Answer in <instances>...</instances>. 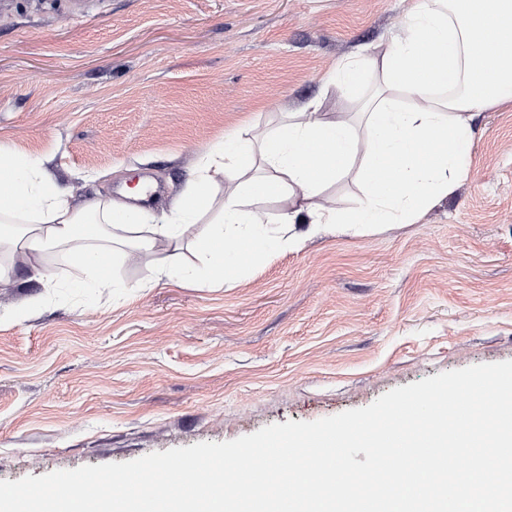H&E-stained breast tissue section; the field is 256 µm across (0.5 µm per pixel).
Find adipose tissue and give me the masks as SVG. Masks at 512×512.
<instances>
[{"label": "adipose tissue", "instance_id": "adipose-tissue-1", "mask_svg": "<svg viewBox=\"0 0 512 512\" xmlns=\"http://www.w3.org/2000/svg\"><path fill=\"white\" fill-rule=\"evenodd\" d=\"M366 60L374 84L356 108L359 123L325 119L314 100L270 133L219 139L166 207L98 200L78 211L42 160L1 152L0 250L21 254L38 275L44 259L62 254L109 288L116 241L156 254L157 279L179 283L191 271L174 258L188 248L211 279L225 283L242 271L243 246L256 258L296 246L327 224L418 221L465 177L461 158L475 117L512 88V0H416L396 37L355 53L329 83H359ZM352 171L363 184L354 208L320 201ZM271 199L285 204L278 223L304 225L303 235L266 231L262 204ZM81 224L86 232H78Z\"/></svg>", "mask_w": 512, "mask_h": 512}]
</instances>
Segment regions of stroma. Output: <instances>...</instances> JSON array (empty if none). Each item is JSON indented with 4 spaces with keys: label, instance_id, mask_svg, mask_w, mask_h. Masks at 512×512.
Segmentation results:
<instances>
[{
    "label": "stroma",
    "instance_id": "stroma-1",
    "mask_svg": "<svg viewBox=\"0 0 512 512\" xmlns=\"http://www.w3.org/2000/svg\"><path fill=\"white\" fill-rule=\"evenodd\" d=\"M414 0H9L0 11V149L40 158L79 208L153 179L171 201L203 151L317 100L353 111L372 85L328 83L395 35ZM468 173L413 224H350L246 262L233 283L174 285L156 258L113 286L22 260L0 283V480L127 462L512 360V100L473 123ZM25 319H17L19 310Z\"/></svg>",
    "mask_w": 512,
    "mask_h": 512
}]
</instances>
